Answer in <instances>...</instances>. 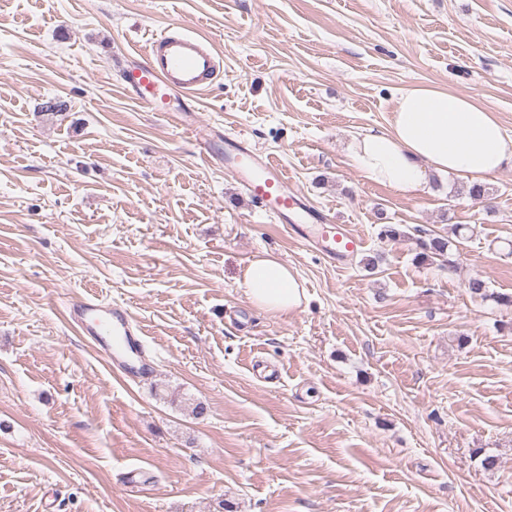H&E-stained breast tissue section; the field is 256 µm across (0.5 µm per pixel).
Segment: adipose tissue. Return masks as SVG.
I'll return each instance as SVG.
<instances>
[{"label":"adipose tissue","mask_w":512,"mask_h":512,"mask_svg":"<svg viewBox=\"0 0 512 512\" xmlns=\"http://www.w3.org/2000/svg\"><path fill=\"white\" fill-rule=\"evenodd\" d=\"M348 153L365 179L411 197L433 173L482 182L512 162V137L474 97L416 85L399 96L388 128L353 136ZM241 285L253 305L272 313L297 310L306 299L292 268L268 255L248 263Z\"/></svg>","instance_id":"adipose-tissue-1"}]
</instances>
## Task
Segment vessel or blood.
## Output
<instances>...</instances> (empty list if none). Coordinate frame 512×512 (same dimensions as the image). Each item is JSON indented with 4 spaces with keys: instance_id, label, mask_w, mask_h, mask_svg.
Here are the masks:
<instances>
[{
    "instance_id": "1",
    "label": "vessel or blood",
    "mask_w": 512,
    "mask_h": 512,
    "mask_svg": "<svg viewBox=\"0 0 512 512\" xmlns=\"http://www.w3.org/2000/svg\"><path fill=\"white\" fill-rule=\"evenodd\" d=\"M218 69L219 61L202 36L167 28L149 42L140 60L128 66L126 83L136 100L173 114L179 100L209 86ZM224 161L266 212L279 218L292 212L300 219H311L301 197L290 190L282 167L255 151L247 137L230 140ZM363 245L362 235L350 225L336 224L324 252L332 260L346 259ZM67 313L92 338L97 352L125 376L135 380L152 377L155 361L146 351L142 328L126 307L87 296L69 303Z\"/></svg>"
}]
</instances>
